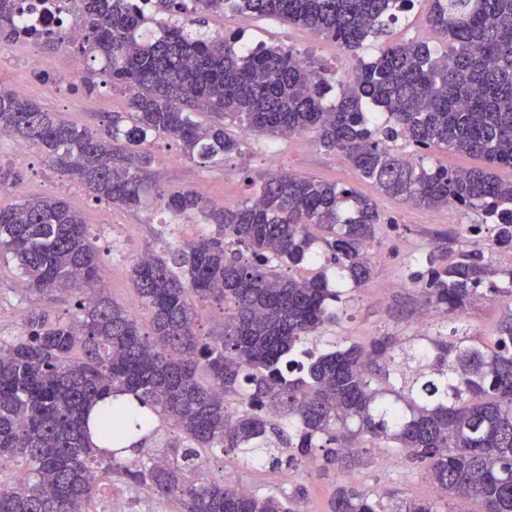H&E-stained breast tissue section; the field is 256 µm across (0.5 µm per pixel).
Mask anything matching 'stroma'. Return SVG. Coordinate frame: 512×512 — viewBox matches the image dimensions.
Listing matches in <instances>:
<instances>
[{
  "instance_id": "35a3bbf8",
  "label": "stroma",
  "mask_w": 512,
  "mask_h": 512,
  "mask_svg": "<svg viewBox=\"0 0 512 512\" xmlns=\"http://www.w3.org/2000/svg\"><path fill=\"white\" fill-rule=\"evenodd\" d=\"M211 29L239 31L244 41L267 45H284L309 55L327 69L351 72L354 62L346 57L334 43L314 31L291 26L277 19L256 18L243 27L234 12L218 13L210 18ZM27 49L0 47V84L17 87L27 84L29 99L45 111L77 126H94L101 113L123 111L125 96L107 87L87 94L82 90L85 78L77 76L74 88L61 85L57 74L64 61L59 53L43 51L45 77L36 78L26 63ZM276 146L278 164L271 165L261 157L262 149ZM150 150L156 158L146 183L149 206L134 210L119 209L110 203L100 202L90 196L77 183L62 178L46 162L38 147H30L24 162H16L10 141H0V163L16 165L21 174L19 181L0 194V205L9 206L31 197L59 196L67 199L77 210L87 212L94 233L99 236L100 247L108 254L102 270L101 284L106 295L136 316L146 320L147 311L130 281V267L134 258L155 247V232L166 218L164 211L155 205L157 195L192 188L205 196H220L226 207L233 208L251 198L253 181L276 172L278 167L287 171L312 175L341 186H351L372 198L385 223L379 229L378 256L373 262L370 281L349 291L347 314L336 328L337 335L356 342H363L383 332L401 336L412 335L420 316H427L428 328L434 329L443 322L436 311L426 310L418 290L401 288L406 278L409 258L427 252L432 246L455 237L456 247L466 246V239L457 237L460 225L470 223L471 215L453 208L437 212L409 206L381 193L373 183L362 179L349 162L340 154L326 151L317 142L302 148L296 139L273 138L266 134H247L243 137L240 153L229 155L223 164L202 166L186 157L179 143L170 138L155 139ZM234 168L237 177L225 182L224 171ZM437 216V223H430V216ZM225 475L228 482L246 483L260 492L269 490L292 491L301 486L306 495L300 504L301 512H330L331 499L336 491L337 477L322 475L311 464L270 469L245 466L235 457H218L210 460L203 472L192 474V481L203 477ZM358 485L373 494L396 493L402 499L430 498L434 488L424 465L399 459L389 470L373 465L355 473ZM122 497L127 512H185L180 500L162 498L145 488L127 484L121 476H113L103 485L91 502L99 508L106 493Z\"/></svg>"
}]
</instances>
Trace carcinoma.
Instances as JSON below:
<instances>
[{"label":"carcinoma","instance_id":"1","mask_svg":"<svg viewBox=\"0 0 512 512\" xmlns=\"http://www.w3.org/2000/svg\"><path fill=\"white\" fill-rule=\"evenodd\" d=\"M84 39L73 50L126 97V111L78 127L0 86V134L32 143L47 163L114 207L147 206L146 149L163 136L200 164L240 152L224 128L282 138L313 133L384 194L425 209L461 208L476 216L473 245L445 260L434 246L410 261L408 280L449 330L415 336L382 333L336 345L343 290L316 264L328 252L336 278L359 288L370 280L366 254L382 217L352 188L310 176L275 173L235 208L190 189L162 197L176 220L198 218L208 231L182 242L155 233L158 246L134 259L131 281L150 320L142 325L96 289L104 253L84 215L62 197L0 206V271H17L26 296L79 294L62 321L31 306L21 332L0 337V469L23 465L27 477H0V512H89L93 473L183 501L187 512H298L304 488L261 494L221 477L186 475L210 457L235 453L276 469L309 461L340 476L331 512H512V270L508 286L479 238L512 249V0H426L425 19L440 47L395 41V14L413 0H157L167 21L156 31L133 0H82ZM16 0H0V44L22 38ZM276 17L313 29L358 59L336 102L330 81L292 49L241 51L236 33L219 34L209 17L224 11ZM45 50L63 35L28 34ZM381 42L369 62L359 57ZM208 113L214 121L194 119ZM403 137L419 161L389 146ZM441 150L485 162L468 169L426 165ZM319 230L322 236L314 231ZM508 301L496 335L484 342L460 324L482 291ZM224 311L220 330L197 332L199 309ZM314 339L328 351L302 348ZM131 395L97 413L108 396ZM163 422L174 439H157ZM157 446L148 462L119 461L127 450ZM379 444L426 465L432 499L393 506L351 476L373 463Z\"/></svg>","mask_w":512,"mask_h":512}]
</instances>
